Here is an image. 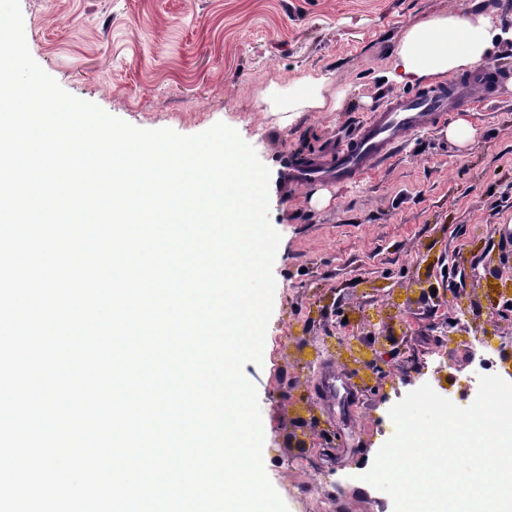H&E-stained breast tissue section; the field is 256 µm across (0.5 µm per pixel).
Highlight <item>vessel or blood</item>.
<instances>
[{
  "label": "vessel or blood",
  "instance_id": "b4317fda",
  "mask_svg": "<svg viewBox=\"0 0 512 512\" xmlns=\"http://www.w3.org/2000/svg\"><path fill=\"white\" fill-rule=\"evenodd\" d=\"M493 85L492 73L480 69L437 90L393 98L373 114L352 142L331 158L300 162L293 170V179L301 185L356 180L407 136L435 126L446 113L467 110L475 99L490 97Z\"/></svg>",
  "mask_w": 512,
  "mask_h": 512
}]
</instances>
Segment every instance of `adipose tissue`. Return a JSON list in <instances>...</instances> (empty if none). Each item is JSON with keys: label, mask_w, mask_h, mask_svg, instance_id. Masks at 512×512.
Listing matches in <instances>:
<instances>
[{"label": "adipose tissue", "mask_w": 512, "mask_h": 512, "mask_svg": "<svg viewBox=\"0 0 512 512\" xmlns=\"http://www.w3.org/2000/svg\"><path fill=\"white\" fill-rule=\"evenodd\" d=\"M495 32L481 14L444 12L414 22L402 33L394 54L400 79L434 83L464 67L482 64Z\"/></svg>", "instance_id": "adipose-tissue-1"}]
</instances>
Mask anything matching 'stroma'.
I'll list each match as a JSON object with an SVG mask.
<instances>
[{"label": "stroma", "mask_w": 512, "mask_h": 512, "mask_svg": "<svg viewBox=\"0 0 512 512\" xmlns=\"http://www.w3.org/2000/svg\"><path fill=\"white\" fill-rule=\"evenodd\" d=\"M30 53L71 94L148 130L184 135L222 122L270 170L269 219L281 241L262 365L246 364L264 428L263 463L288 512H394L359 477L381 447L378 418L433 358L465 373L475 346L512 353V41L485 61L493 102L419 132L360 180L297 186L289 166L344 146L393 95L426 85L381 81L403 30L444 11L512 29V0H20ZM311 78L339 110L289 111ZM328 192L326 206L313 193ZM493 270L455 299L452 272ZM350 374L351 409L328 408L323 364ZM316 418V433L299 419Z\"/></svg>", "instance_id": "stroma-1"}]
</instances>
